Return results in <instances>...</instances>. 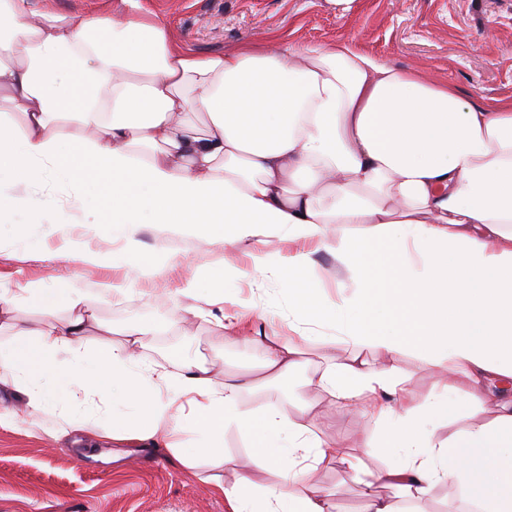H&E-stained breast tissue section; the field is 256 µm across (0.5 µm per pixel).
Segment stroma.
<instances>
[{
  "instance_id": "obj_1",
  "label": "stroma",
  "mask_w": 512,
  "mask_h": 512,
  "mask_svg": "<svg viewBox=\"0 0 512 512\" xmlns=\"http://www.w3.org/2000/svg\"><path fill=\"white\" fill-rule=\"evenodd\" d=\"M29 5L57 14L126 17L122 0H29ZM139 5L142 14L166 24L175 45L200 55L230 52L270 36L298 46L346 43L384 64L448 83L466 100L512 99V0H353L347 12L332 0H139ZM140 240L145 248L162 245L173 254L164 274L173 291L182 287L181 269L187 265L202 274L227 261L244 271L251 268L244 249L227 248L216 239L155 227L143 230ZM56 245L52 238L40 254L0 256V276L23 284L79 273L90 286L103 278H126L122 270L56 261L51 257ZM136 288L130 302L96 300L104 329L91 336V344L118 342L121 332L137 322L172 316L173 305L155 299L152 279L139 278ZM302 348V363L288 378L243 391V408L276 403L287 415L300 414L307 400L306 376L327 354L314 340ZM146 354L158 362L184 354L241 377L257 373L262 361L260 348H229L223 332L200 319L160 332ZM396 364L416 398L435 392L434 369L415 351L398 356ZM49 434L46 428L32 434L0 428V512H225L223 495L182 469L164 449L125 448L116 459L112 445L88 448L72 442L57 448ZM315 480L331 493L339 512H362L360 490L340 467L319 471Z\"/></svg>"
}]
</instances>
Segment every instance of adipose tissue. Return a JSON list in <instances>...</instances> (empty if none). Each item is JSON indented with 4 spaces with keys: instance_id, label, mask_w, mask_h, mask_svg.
<instances>
[{
    "instance_id": "1",
    "label": "adipose tissue",
    "mask_w": 512,
    "mask_h": 512,
    "mask_svg": "<svg viewBox=\"0 0 512 512\" xmlns=\"http://www.w3.org/2000/svg\"><path fill=\"white\" fill-rule=\"evenodd\" d=\"M124 2L131 15L117 21L0 0V93L23 103L22 123L0 115V250L41 248L42 188L68 191L80 220L112 241L97 254L62 240L57 260L153 275L170 258L138 240L152 224L249 245L260 271H290L274 296L228 311L224 280L238 271L190 270L178 319L215 325L232 347L259 345L270 380L317 340L329 354L306 380L311 407L363 412L374 429L345 439L309 409L290 418L274 404L243 408L253 379L145 356L161 322L90 347L93 296L135 291L109 280L90 289L78 275L0 284V335L15 339L0 346V427L29 432L51 414L59 444L74 432L117 448L163 443L189 471L213 466L204 480L226 512H335L313 476L337 464L360 485L365 512L419 506L441 482L476 512H512V100L467 101L345 44L271 38L198 55L138 15L139 0ZM73 89L80 104L64 110ZM85 128L95 139H80ZM78 167L90 191L76 184ZM271 234L295 252L268 250ZM316 250L335 260L328 276ZM327 277L343 286L338 297ZM24 303L67 314L34 324L17 315ZM409 348L436 368L438 393L419 400L405 388L395 360ZM462 397L491 404L489 418L448 419ZM228 431L248 465L227 481L216 470L233 463ZM376 455L385 468L365 465Z\"/></svg>"
}]
</instances>
